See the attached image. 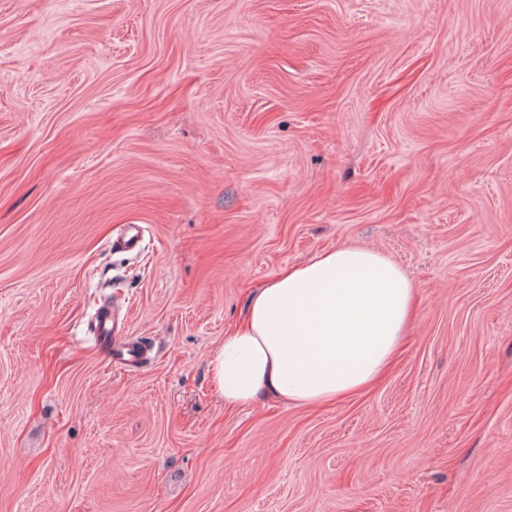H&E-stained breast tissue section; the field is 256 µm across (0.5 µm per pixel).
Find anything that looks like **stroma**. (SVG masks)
<instances>
[{
    "instance_id": "obj_1",
    "label": "stroma",
    "mask_w": 512,
    "mask_h": 512,
    "mask_svg": "<svg viewBox=\"0 0 512 512\" xmlns=\"http://www.w3.org/2000/svg\"><path fill=\"white\" fill-rule=\"evenodd\" d=\"M339 247L414 289L382 379L225 409ZM0 512H512V0H0ZM93 336L101 341L108 351L112 352L113 331L112 311L108 308L99 311L93 324Z\"/></svg>"
}]
</instances>
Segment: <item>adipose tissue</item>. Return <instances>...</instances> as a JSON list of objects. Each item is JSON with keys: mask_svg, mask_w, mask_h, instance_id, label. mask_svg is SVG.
Here are the masks:
<instances>
[{"mask_svg": "<svg viewBox=\"0 0 512 512\" xmlns=\"http://www.w3.org/2000/svg\"><path fill=\"white\" fill-rule=\"evenodd\" d=\"M400 266L370 249H333L259 288L244 322L212 354L225 407L267 396L318 405L363 391L385 371L411 321Z\"/></svg>", "mask_w": 512, "mask_h": 512, "instance_id": "adipose-tissue-1", "label": "adipose tissue"}]
</instances>
